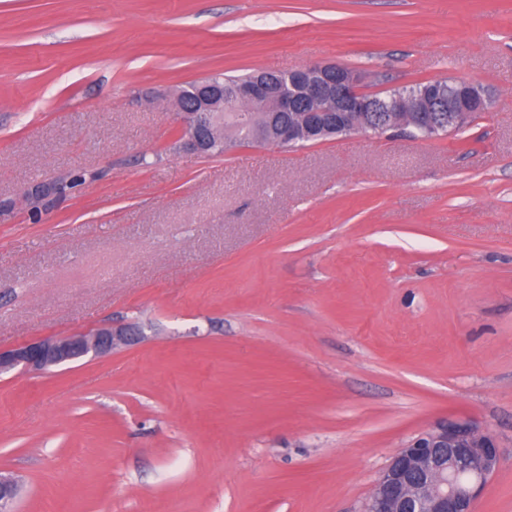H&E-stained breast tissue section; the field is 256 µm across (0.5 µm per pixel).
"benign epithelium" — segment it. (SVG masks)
<instances>
[{
	"mask_svg": "<svg viewBox=\"0 0 512 512\" xmlns=\"http://www.w3.org/2000/svg\"><path fill=\"white\" fill-rule=\"evenodd\" d=\"M359 72L339 64H309L279 72L260 71L228 89L210 78L167 102L177 114L181 146L209 156L233 137L227 147L265 144L253 131L254 115L262 113L276 146L300 140H323L336 133L378 131L364 121L367 112H383L384 119L404 128L416 124V113L436 112L438 120L422 124L427 132L446 126L452 131L474 113L483 112L492 95L473 83L448 80V87L418 98L401 97L390 104L360 90ZM288 119H283V115ZM67 182L36 184L25 192L31 204L65 193ZM140 332L99 327L85 333L45 337L12 348H0V375L13 371L43 373L64 364L137 343ZM500 463L496 436L469 420H445L411 439L388 462L374 483L364 512H475V502ZM18 481L0 471V512H14Z\"/></svg>",
	"mask_w": 512,
	"mask_h": 512,
	"instance_id": "benign-epithelium-1",
	"label": "benign epithelium"
}]
</instances>
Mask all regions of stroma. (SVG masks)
Segmentation results:
<instances>
[{
    "instance_id": "1",
    "label": "stroma",
    "mask_w": 512,
    "mask_h": 512,
    "mask_svg": "<svg viewBox=\"0 0 512 512\" xmlns=\"http://www.w3.org/2000/svg\"><path fill=\"white\" fill-rule=\"evenodd\" d=\"M315 62L493 105L178 149L167 93ZM101 326L144 338L0 377L16 512H361L455 418L500 443L476 512H512V0H0V347ZM66 187V181H54L48 184H36L34 186H30L27 189L24 198L30 204H37L48 195H63L65 193Z\"/></svg>"
}]
</instances>
